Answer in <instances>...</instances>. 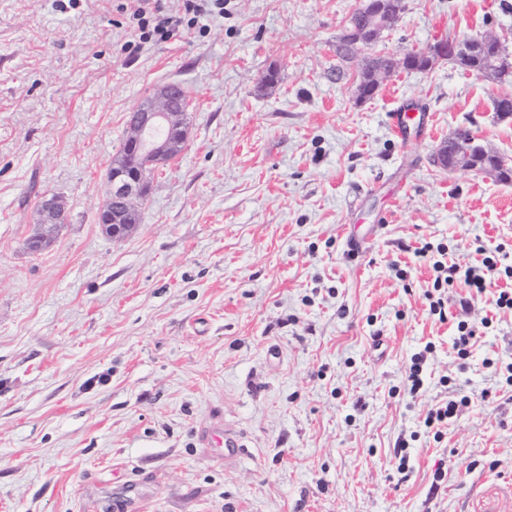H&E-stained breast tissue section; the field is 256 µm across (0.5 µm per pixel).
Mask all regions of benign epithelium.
I'll list each match as a JSON object with an SVG mask.
<instances>
[{"mask_svg":"<svg viewBox=\"0 0 512 512\" xmlns=\"http://www.w3.org/2000/svg\"><path fill=\"white\" fill-rule=\"evenodd\" d=\"M355 12L362 17V23L345 27L336 47L374 44L397 19L389 0H359ZM473 47L470 40L441 39L424 50L404 53L401 60L417 57L429 68L438 60L466 57ZM190 106V99L178 97L175 84L169 83L131 113L126 124L124 149L112 160L106 178L107 200L98 214V223L112 238L121 239L134 228L129 217L147 195L151 176L183 149ZM479 152L471 136L450 138L441 145L436 158L445 167L476 169L498 178L512 171V158L504 156L498 157L490 167L476 168L474 155ZM64 219L62 197L54 193L44 195L37 208L38 231L29 240V249H41L49 233L64 223Z\"/></svg>","mask_w":512,"mask_h":512,"instance_id":"7a95c632","label":"benign epithelium"}]
</instances>
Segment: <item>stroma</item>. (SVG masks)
Masks as SVG:
<instances>
[{
  "label": "stroma",
  "instance_id": "obj_1",
  "mask_svg": "<svg viewBox=\"0 0 512 512\" xmlns=\"http://www.w3.org/2000/svg\"><path fill=\"white\" fill-rule=\"evenodd\" d=\"M404 4L341 62L358 0H225L132 57L114 0H0V512H512V310L495 305L512 280L474 301L449 289L442 323L414 255L512 246V179L433 161L464 130L512 155L493 106L512 81L443 59L356 98L373 55L472 36L512 54V0ZM170 82L193 100L186 143L112 239L106 171L128 114ZM406 106L429 124L403 142L389 116ZM46 193L66 219L33 253ZM351 235L372 238L355 261ZM484 318L460 369L456 323ZM429 342L414 398L401 387ZM464 396L435 439L428 410Z\"/></svg>",
  "mask_w": 512,
  "mask_h": 512
}]
</instances>
